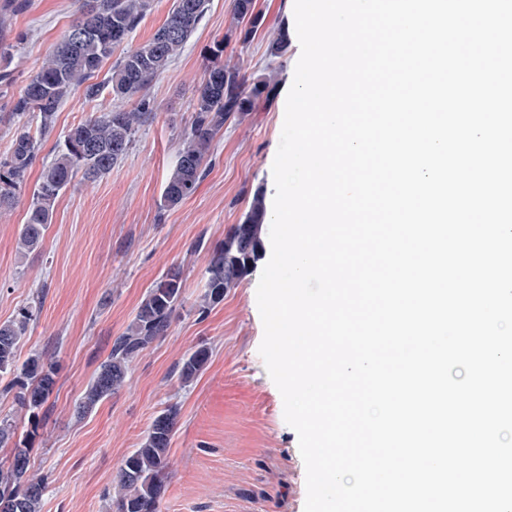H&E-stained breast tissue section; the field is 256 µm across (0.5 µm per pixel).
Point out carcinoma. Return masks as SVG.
<instances>
[{"instance_id":"cac0c4a2","label":"carcinoma","mask_w":512,"mask_h":512,"mask_svg":"<svg viewBox=\"0 0 512 512\" xmlns=\"http://www.w3.org/2000/svg\"><path fill=\"white\" fill-rule=\"evenodd\" d=\"M153 0H80L78 15L45 61L31 76L10 111L22 119L13 133L9 153L0 158V209L11 206L26 186L28 171L36 161L43 138L55 127L56 114L69 94L83 89L96 100L108 94L138 99L137 109L104 108L72 126L63 135L53 158L43 164L19 233L21 252L38 249L51 224L55 206L78 175L95 182L112 171L128 152L136 128L151 114L145 92L182 52L206 8V0H174L164 23L148 40L130 46L103 78V64L114 50L127 43L152 9ZM237 27L217 41L210 51L203 80L196 87L190 127L182 135L175 166L161 196L166 211L192 196L203 181L214 142L230 119H242L257 104H270L277 96L271 72L246 76L240 66L224 61L232 41L245 44L264 24L256 0H235ZM36 131H31V125ZM266 206L262 191L254 193L244 221L232 225L204 269L200 310L224 301V293L238 286L257 268L264 256L262 230ZM184 279L178 266L170 267L149 288L132 320L117 336L106 360L84 391L77 414L84 416L118 391L132 361L156 340L168 335L176 310L183 306ZM31 305L8 322L0 323V381L11 379L0 391L13 393L28 421L39 419L56 384V364L43 354L17 361L18 343L36 318ZM209 350L198 348L177 366L184 386L200 375ZM178 415L169 406L152 422L140 446L123 460L117 475L118 495L113 512H159L162 477L168 468V451ZM15 425L0 421V447L12 445L8 464L0 466V512H40L44 484L27 478L30 457L25 442L14 440Z\"/></svg>"}]
</instances>
